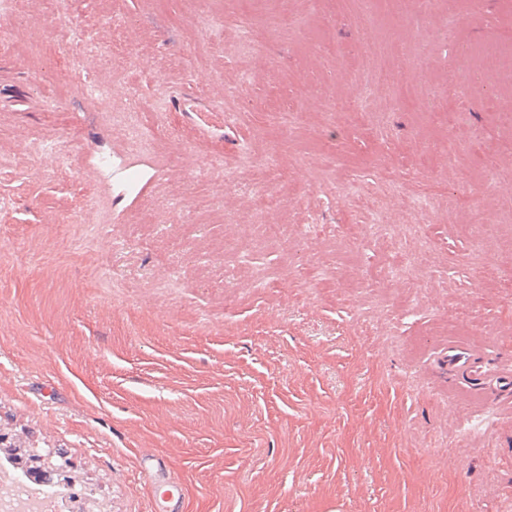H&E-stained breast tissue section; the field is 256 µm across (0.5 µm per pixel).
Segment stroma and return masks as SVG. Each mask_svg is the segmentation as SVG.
Masks as SVG:
<instances>
[{"label": "stroma", "instance_id": "stroma-1", "mask_svg": "<svg viewBox=\"0 0 512 512\" xmlns=\"http://www.w3.org/2000/svg\"><path fill=\"white\" fill-rule=\"evenodd\" d=\"M19 10L0 44V431L63 452L93 512H158L157 479L180 484L174 512H501L512 396L443 360L465 344L512 370V192L485 189L475 224L456 206L487 162L512 168V70L464 55L512 46V0ZM376 63L394 87L359 82ZM116 78L148 153L80 87ZM325 145L335 167L299 172ZM386 172L395 237L373 224Z\"/></svg>", "mask_w": 512, "mask_h": 512}]
</instances>
